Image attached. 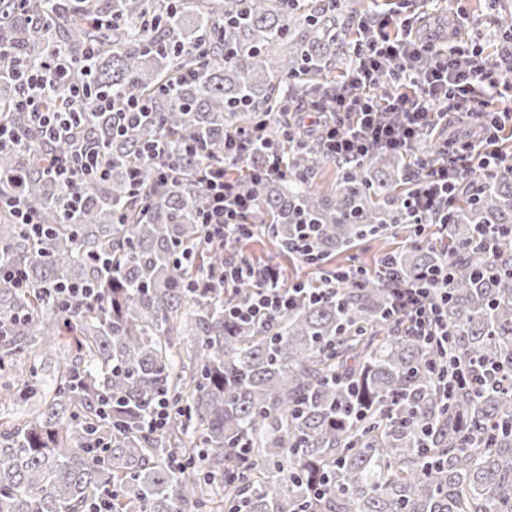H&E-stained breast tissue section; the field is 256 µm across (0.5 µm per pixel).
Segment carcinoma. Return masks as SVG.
I'll return each mask as SVG.
<instances>
[{"instance_id":"carcinoma-1","label":"carcinoma","mask_w":512,"mask_h":512,"mask_svg":"<svg viewBox=\"0 0 512 512\" xmlns=\"http://www.w3.org/2000/svg\"><path fill=\"white\" fill-rule=\"evenodd\" d=\"M488 8L512 32V11ZM357 17L342 0H0V42L14 62L54 59L92 96L146 99L155 112L154 124L126 129L122 113L78 110L65 89L46 102L78 111L76 139L55 148L94 146L110 162L106 178L81 185L73 222L62 189L37 169L44 144L14 110L17 86L0 84V118L18 135L0 171L28 170L24 196L49 228L32 237L0 211V263L30 277L26 290L0 279V387L10 389L3 378L17 360L29 362L23 390L36 406L0 420V512H97L99 501L110 512H512V234L498 238L496 266L475 235L512 228V177L460 183L439 229L446 243L398 254L409 279L454 259L448 329L460 369H499L449 401L429 370L436 353L386 320L391 289L376 278L321 302L302 297L263 325L224 314L254 294L250 281L201 296L185 288L224 264V249L203 243L207 189L186 138L207 133L205 154L222 161L224 131L285 123L305 76L331 79L349 56ZM188 70L200 78L177 83ZM171 86L174 98L163 93ZM158 139L176 170L161 193L144 150ZM276 149L290 157L283 175L237 174L262 215L258 234L284 246L314 224L327 259L403 223V155L380 151L323 190L312 142L283 136ZM99 256L112 259L110 281ZM89 282L103 285L90 303L55 292ZM63 336L78 353L46 392L36 348ZM181 336L192 340L184 352ZM160 398L172 413L153 432ZM321 481L322 498L311 489Z\"/></svg>"}]
</instances>
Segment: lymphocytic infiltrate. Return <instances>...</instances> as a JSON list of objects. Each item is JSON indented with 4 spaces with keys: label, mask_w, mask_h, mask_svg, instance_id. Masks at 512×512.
<instances>
[{
    "label": "lymphocytic infiltrate",
    "mask_w": 512,
    "mask_h": 512,
    "mask_svg": "<svg viewBox=\"0 0 512 512\" xmlns=\"http://www.w3.org/2000/svg\"><path fill=\"white\" fill-rule=\"evenodd\" d=\"M399 23V18L377 13L356 25L349 47L352 63L345 79L320 87L318 106L289 102L288 123L290 132L316 141L323 159L339 168L356 170L377 149L417 150L426 133L443 118L465 113L479 128V135L458 148L444 145L442 164L421 159L409 173L412 190L402 202V211L407 223L420 234L434 214L447 210L459 181L472 174H512V155L498 147L502 130L512 123V35L493 34L495 51L488 56L479 46L466 52L416 42ZM7 76L20 85L17 109L28 112L49 139L63 140L75 116L46 111L43 100L64 84L74 100H81L82 86L67 84L65 72L49 65L12 67ZM384 76L389 79V90L371 95V88ZM272 136V129L266 127L250 134L225 132L223 161L206 160L199 166L197 175L208 189L200 214L206 245L221 246L232 238L251 237L252 227L246 218L255 205L227 173L251 171L257 152L263 148L267 154L262 174L279 177L285 163L271 149ZM41 163L46 176L72 195L84 181L107 173L101 155L92 147L51 152ZM377 272L391 290L389 312L396 322L425 345L442 348L432 371L442 390L452 389L459 375L448 333V281L455 272L451 261H442L406 280L393 256L386 255L380 259ZM365 274V269L351 267L328 276L327 287L309 289L288 282L281 265L241 258L226 260L219 269L188 282L187 288L205 294L214 288H232L241 279L251 280L256 288L252 299L233 304L227 314L232 320L254 323L286 314L296 294L305 293L319 301L330 296L331 285H355Z\"/></svg>",
    "instance_id": "obj_1"
}]
</instances>
